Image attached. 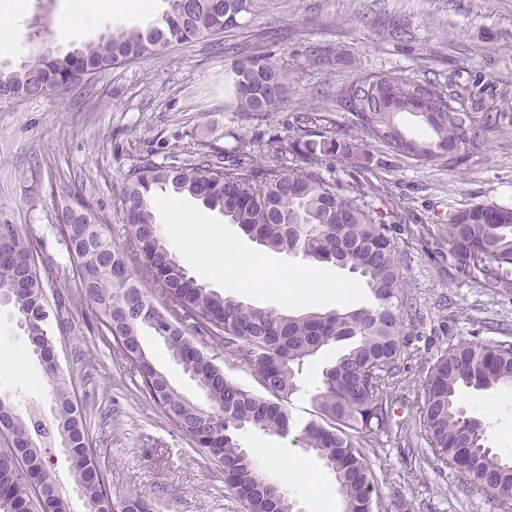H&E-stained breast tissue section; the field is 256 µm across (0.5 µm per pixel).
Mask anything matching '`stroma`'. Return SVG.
<instances>
[{
    "instance_id": "1",
    "label": "stroma",
    "mask_w": 512,
    "mask_h": 512,
    "mask_svg": "<svg viewBox=\"0 0 512 512\" xmlns=\"http://www.w3.org/2000/svg\"><path fill=\"white\" fill-rule=\"evenodd\" d=\"M10 21V48L1 63L16 64L45 51H67L116 28H144L163 12L93 16L72 33L56 26L67 0H18ZM265 34L271 50L288 60L293 82L287 105L262 121L224 109L223 54L201 40L112 69L45 97L0 103V224L33 238L46 271L48 299L63 296L54 332L58 369L83 408L89 443L110 479L114 497L139 493L159 512H246L224 483L222 469L197 453L191 440L162 414L138 374L97 328L94 308L76 275L58 226L68 196L84 197L112 217L116 246L126 241L118 193L130 168L166 162L170 153L229 151L240 141L287 136L297 113L316 117L317 130L342 137L350 116L337 101L345 82L378 70L433 79L458 93L462 109L492 112L477 127L464 165L411 166L362 141L369 166L408 218L396 225L409 300L404 347L392 378L391 429L365 448L376 478L375 512H500L484 496L463 491L454 473L426 456L418 416L422 388L436 359L451 345L512 341V288H484L464 278L448 249L433 237L449 217L469 205L512 207V0H261L231 41L254 44ZM429 235L416 240L412 227ZM154 366L187 399L197 384L173 362L163 340L145 333ZM343 344L324 348L303 367L301 389L288 403L295 422L311 417L310 394L323 367ZM0 393L17 406L37 402L53 419L50 386L27 353V338L9 308L0 307ZM467 412L485 422L488 444L512 454V384L490 392L466 391ZM245 448H284L307 461L329 512H342L334 474L294 436L260 431L244 435Z\"/></svg>"
}]
</instances>
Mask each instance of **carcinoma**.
I'll return each instance as SVG.
<instances>
[{
	"instance_id": "1",
	"label": "carcinoma",
	"mask_w": 512,
	"mask_h": 512,
	"mask_svg": "<svg viewBox=\"0 0 512 512\" xmlns=\"http://www.w3.org/2000/svg\"><path fill=\"white\" fill-rule=\"evenodd\" d=\"M159 21L145 29H115L66 53H41L14 69L0 65V101L37 99L45 87L64 89L76 73L96 76L169 46L216 39L241 27L257 0H165ZM288 65L265 45L240 48L224 68V109L249 120L269 116L288 102ZM338 101L352 127L416 166L450 170L466 161L474 117L458 107L446 86L412 73L378 72L367 84L357 79L339 89ZM417 115L431 131L410 135L397 115ZM303 114L286 138L242 143L224 154L200 152L192 160L146 161L128 171L120 208L128 226L125 249L112 244L106 219L89 200L76 197L63 209L62 224H75L69 237L77 276L95 306V318L142 379L165 416L212 461L224 468L228 488L248 512H292V501L264 473L239 436L259 430L288 434V400L298 389L303 366L322 348L353 343L321 373L312 397L313 418L296 427L297 442L313 450L336 477L343 512H374V476L364 444L386 430L389 378L403 351L404 272L393 236L401 205L372 169L358 161L359 144L308 129ZM291 161H286V158ZM356 169L353 183L331 177L329 164ZM188 195L218 210L258 246L310 267L332 264L357 274L371 297L359 307H334L301 314L255 307L226 297L190 275L169 248L151 199L156 191ZM443 239L465 276L485 288H509L512 267V207L470 205L448 219ZM0 291L9 294L21 327L40 321L48 300L37 269L33 241L12 224H0ZM480 265H474L475 259ZM151 330L163 338L173 359L197 382L205 403L182 396L143 347ZM224 346L254 371L262 393L247 390L194 342V335ZM54 337L44 328L30 354L51 386L56 413L49 429L31 432L29 415L0 396V427L13 446L0 448V512H71L59 490L41 440L52 435L69 462L85 512H113L108 478L90 448L82 407L54 363ZM512 384V342H460L437 358L423 386L419 422L431 462L455 470L462 489L512 498V457L486 445V430L464 412L465 389L489 391ZM126 512H157L139 494L123 498Z\"/></svg>"
}]
</instances>
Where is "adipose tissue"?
Here are the masks:
<instances>
[{"instance_id":"obj_1","label":"adipose tissue","mask_w":512,"mask_h":512,"mask_svg":"<svg viewBox=\"0 0 512 512\" xmlns=\"http://www.w3.org/2000/svg\"><path fill=\"white\" fill-rule=\"evenodd\" d=\"M151 6L152 0H68L63 24L74 29L84 26L95 15L112 10L142 12ZM167 209L171 233L181 243L183 253L203 271L223 277L227 289L244 286L304 306L316 304L327 297L344 304L354 294L350 283L308 278L302 266L285 264L271 268L265 255L247 252L226 242L215 225L187 213L178 201H171Z\"/></svg>"}]
</instances>
